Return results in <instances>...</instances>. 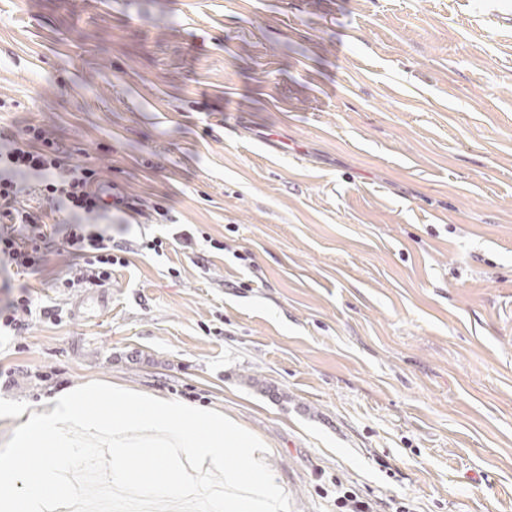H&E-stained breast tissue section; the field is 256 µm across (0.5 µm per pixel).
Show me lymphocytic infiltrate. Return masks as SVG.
I'll use <instances>...</instances> for the list:
<instances>
[{"instance_id": "lymphocytic-infiltrate-1", "label": "lymphocytic infiltrate", "mask_w": 512, "mask_h": 512, "mask_svg": "<svg viewBox=\"0 0 512 512\" xmlns=\"http://www.w3.org/2000/svg\"><path fill=\"white\" fill-rule=\"evenodd\" d=\"M70 150L47 129L27 124L16 130H0V287L7 297L0 302V328L14 335L28 332L34 318L59 322L56 306L36 307L27 275L38 274L49 255L66 252L71 257L68 273L56 288H104L112 282V269L127 262L128 255L163 253L169 241L191 244L190 231L160 237L115 242L96 217L116 210L144 215L141 199L121 193L104 199L94 165L71 164ZM35 177L48 211L31 209L24 202L26 177Z\"/></svg>"}]
</instances>
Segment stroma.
Instances as JSON below:
<instances>
[{
    "mask_svg": "<svg viewBox=\"0 0 512 512\" xmlns=\"http://www.w3.org/2000/svg\"><path fill=\"white\" fill-rule=\"evenodd\" d=\"M512 0H0V129L170 210L79 314L0 338V398L88 382L230 414L293 512L337 487L512 512ZM224 243L219 253L209 239Z\"/></svg>",
    "mask_w": 512,
    "mask_h": 512,
    "instance_id": "obj_1",
    "label": "stroma"
}]
</instances>
